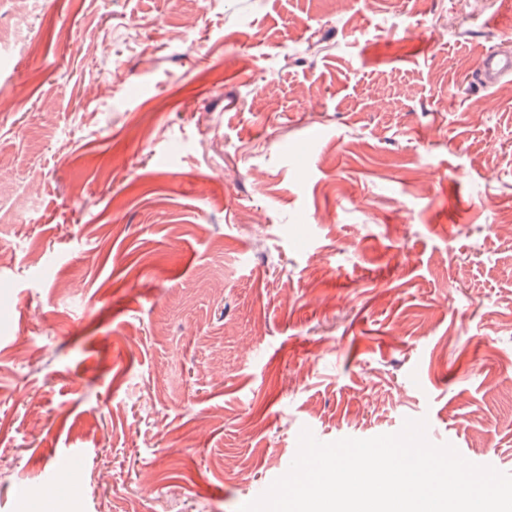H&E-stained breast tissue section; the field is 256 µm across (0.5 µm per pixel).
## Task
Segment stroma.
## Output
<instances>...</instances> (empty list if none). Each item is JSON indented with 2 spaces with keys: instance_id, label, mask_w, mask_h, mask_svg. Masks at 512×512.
<instances>
[{
  "instance_id": "stroma-1",
  "label": "stroma",
  "mask_w": 512,
  "mask_h": 512,
  "mask_svg": "<svg viewBox=\"0 0 512 512\" xmlns=\"http://www.w3.org/2000/svg\"><path fill=\"white\" fill-rule=\"evenodd\" d=\"M509 46L512 0H0V512H237L408 418L512 473Z\"/></svg>"
}]
</instances>
